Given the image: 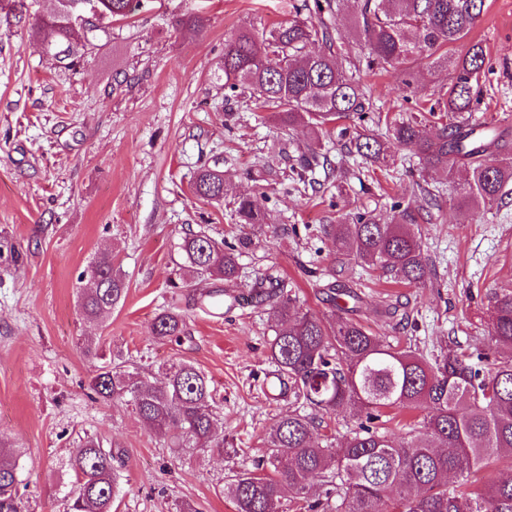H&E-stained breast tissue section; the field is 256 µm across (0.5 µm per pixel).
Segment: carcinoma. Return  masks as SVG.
<instances>
[{
  "label": "carcinoma",
  "instance_id": "carcinoma-1",
  "mask_svg": "<svg viewBox=\"0 0 512 512\" xmlns=\"http://www.w3.org/2000/svg\"><path fill=\"white\" fill-rule=\"evenodd\" d=\"M142 0H54L39 26L50 31L46 54L62 63L74 61L93 45L107 25L131 16ZM485 0H357L355 36L370 49L372 61L384 70L401 71L410 89L407 64L430 59L451 64L448 87L428 112L440 117L428 129L423 115H398L385 121V132L349 128L357 154L382 167L398 150H408L427 169L453 175L465 167L460 187L463 203L480 211L499 202L512 183V140L488 123L472 124L466 114L478 98L479 75L488 63L482 43L448 60V51L471 33ZM345 0H314L317 20L296 19L266 35L252 27L239 29L224 44V87L232 94L251 90L260 107L273 111L283 126H306L310 141L299 150L297 164L313 171L321 163L320 136L329 125L350 116L363 119L370 109L356 74L338 65L332 23L324 9H343ZM96 10V24L82 16ZM265 46L258 47L259 41ZM321 44L318 51L308 47ZM223 172L202 167L193 183L203 199L224 197ZM234 220L245 226L265 223L262 198L242 195L234 202ZM417 218L405 208L380 223L369 212H358L323 227L341 267L354 262L392 274L419 287L424 284V256ZM252 243L248 233L227 245L205 230L189 231L180 244L188 271L219 275L228 283L239 278V250ZM253 299L271 307L280 328L270 342L271 359L288 389L318 411L351 410L357 428L343 441H319L311 417L288 413L275 421L264 438L265 454L254 469L224 484V496L236 512H284L291 494L298 512H512V477L493 480L480 492L464 481L505 453H512V289L495 292L488 307V332L508 359L494 361L491 373L452 342L434 361L399 345L384 344L342 308L330 323L298 309L273 279L254 282ZM125 298V283L112 257L102 254L90 270L82 311L93 322L107 319ZM158 339L179 344L185 319L175 311L157 315ZM93 400L124 403L173 448L220 450L224 437L218 424L220 407L211 381L191 363L174 362L164 382L151 383L145 373L124 361L99 366L89 382ZM424 409L422 430L406 443H396L376 425L382 409ZM68 466L76 477L70 512H112L124 460L94 435L81 440ZM318 480L324 500L310 501L311 482ZM19 455L0 451V512H23Z\"/></svg>",
  "mask_w": 512,
  "mask_h": 512
}]
</instances>
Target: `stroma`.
Segmentation results:
<instances>
[{"mask_svg": "<svg viewBox=\"0 0 512 512\" xmlns=\"http://www.w3.org/2000/svg\"><path fill=\"white\" fill-rule=\"evenodd\" d=\"M302 5L143 0L134 17L113 22L68 68L32 33L51 0H33L20 21L0 13V444L20 453L24 512H68L76 483L67 462L88 434L124 454L113 512H176L180 505L235 512L225 481L252 468L276 419L303 408L294 393L269 387L275 323L266 307L205 310L193 301L225 283L189 276L178 244L201 228L234 241L239 195H264L267 218L239 259L241 283L279 275L302 311L323 320L331 317L322 289L334 257L322 225L364 210L386 222L394 205L436 196L438 208L418 224L425 286L354 268L350 285L363 297L354 317L384 343L428 358L451 339L467 352L492 353L483 317L489 294L512 287V195L474 212L459 200L463 167L451 177L427 173L402 150L383 171L349 152L333 128L323 138L327 169L315 177L346 176L347 193L320 195L292 171L306 128L282 127L249 95L227 98L225 41L244 26L263 30L305 17ZM191 15L204 18L203 29L182 26ZM335 38L339 65L357 70L366 88L369 120L412 110L448 86L447 69L423 60L414 65L413 94L403 97L398 72L370 67L352 11L337 17ZM469 39L488 56L470 119L512 130V0H485ZM204 166L226 174L221 201L193 190ZM103 252L123 271L126 295L101 323L85 319L80 294L83 273ZM388 304L397 305V317L380 315ZM169 308L186 320L178 345L152 332ZM88 342L158 380L174 361L200 368L224 409L223 452L167 447L130 406L93 402L97 363L82 352Z\"/></svg>", "mask_w": 512, "mask_h": 512, "instance_id": "obj_1", "label": "stroma"}]
</instances>
